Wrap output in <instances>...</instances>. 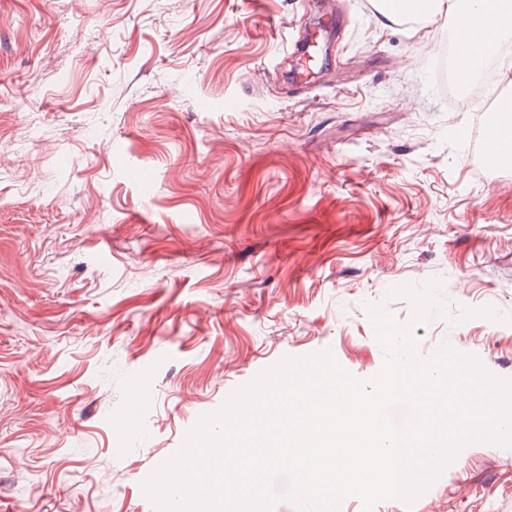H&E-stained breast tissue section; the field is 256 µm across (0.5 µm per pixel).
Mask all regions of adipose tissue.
<instances>
[{"label": "adipose tissue", "mask_w": 512, "mask_h": 512, "mask_svg": "<svg viewBox=\"0 0 512 512\" xmlns=\"http://www.w3.org/2000/svg\"><path fill=\"white\" fill-rule=\"evenodd\" d=\"M431 9L420 14V21L432 20L434 16L446 15L459 18L475 15L485 23L490 37L489 49L512 38V0H429Z\"/></svg>", "instance_id": "1"}]
</instances>
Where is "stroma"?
Wrapping results in <instances>:
<instances>
[{
  "label": "stroma",
  "instance_id": "stroma-1",
  "mask_svg": "<svg viewBox=\"0 0 512 512\" xmlns=\"http://www.w3.org/2000/svg\"><path fill=\"white\" fill-rule=\"evenodd\" d=\"M448 28L369 0H0V512H156L144 481L281 359L374 375L367 304L412 314L392 286L512 316V172L458 138L480 106L438 79ZM416 334L512 379V323ZM374 512H512V449Z\"/></svg>",
  "mask_w": 512,
  "mask_h": 512
}]
</instances>
